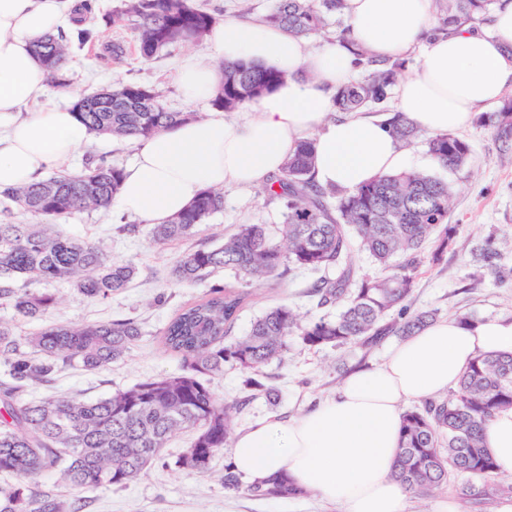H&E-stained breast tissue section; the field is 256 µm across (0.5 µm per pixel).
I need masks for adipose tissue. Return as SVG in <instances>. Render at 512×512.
<instances>
[{
    "label": "adipose tissue",
    "mask_w": 512,
    "mask_h": 512,
    "mask_svg": "<svg viewBox=\"0 0 512 512\" xmlns=\"http://www.w3.org/2000/svg\"><path fill=\"white\" fill-rule=\"evenodd\" d=\"M80 0H0V190L41 181L69 164L92 135L73 102H54L48 72L34 53L49 35L74 29ZM350 45L312 49L260 19L230 17L208 36L212 56L190 55L175 80L191 101L215 95L222 63L244 61L283 72L285 81L233 121L189 120L134 140L135 161L115 198L126 215L151 224L183 212L205 189L265 185L300 141L316 143L314 181L355 189L409 162L387 120L338 112L337 91L353 72L351 45L375 59L424 45L420 64L395 88L396 107L421 132L464 126L481 105L512 85V0H501L490 34L461 28L431 35V0H345ZM485 353H512V317H451L425 325L383 362L351 373L335 397L297 418L263 420L236 436V469L255 481L286 477L340 504L343 512H405L407 493L392 477L401 406L457 385ZM502 473H512V410L484 432Z\"/></svg>",
    "instance_id": "1"
}]
</instances>
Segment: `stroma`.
<instances>
[{
  "instance_id": "35a3bbf8",
  "label": "stroma",
  "mask_w": 512,
  "mask_h": 512,
  "mask_svg": "<svg viewBox=\"0 0 512 512\" xmlns=\"http://www.w3.org/2000/svg\"><path fill=\"white\" fill-rule=\"evenodd\" d=\"M113 40L123 41L127 48L126 56L118 63L110 57L109 43ZM192 51L206 54L210 46L205 41L179 43L145 62L137 53L135 32L127 26L116 28L95 44L73 47L69 60L71 89L89 94L117 82L137 81L161 90L168 108L204 115L213 110L210 101L187 102L174 79L182 58ZM499 109L496 103L479 107L471 122L457 129V137L470 146L462 169L428 164L424 139L406 146L414 161H426V173L448 182L452 191L448 222L455 228L454 237L440 264L421 260L412 296L413 310L436 311L441 320L461 315L475 320L512 317V155L502 154L496 130L485 120L486 115ZM282 222L280 205L256 188L226 189L223 211L200 226L189 240L164 247L153 242L151 224L138 223L136 232L131 234L120 232L121 216L113 207L69 216L62 226L65 233L95 243L108 259L132 262L138 269L137 276L122 292L104 301L84 297L69 284L53 283L46 290L55 295L57 302L44 318H24L11 305L0 303V321L12 324L17 335L29 336L50 324L133 318L138 321L141 334L123 361L96 372L63 371L48 384L28 387L23 400L51 396L94 400L147 379L181 373L182 359L163 344L162 331L176 313L205 298L215 285L229 284L246 295L233 328L237 336L245 335L257 316L280 303L288 304L304 322L335 316L338 305L320 307L309 297L314 277L308 273L250 284L229 268L191 285L177 283L173 278L176 261L197 244L220 245L242 224H264L274 232ZM490 235L504 242L505 247L495 263L486 266L478 261L477 253ZM398 342V337L391 335L369 346L353 343L338 349H316L290 337L283 356L262 368V382L278 391L279 399L274 405L259 391L247 387L246 373L231 365L213 379L212 387L226 402L249 398V405L236 420L235 429L240 432L265 418H288L313 409L332 396L353 369L380 363ZM194 436V430L179 431L164 450V463L149 466L124 488L102 487L78 493L52 470L38 475L32 484L38 491L66 500L75 512H340L338 505L312 494L265 499L243 489H225L224 459L220 456L203 476L176 469L177 456L189 447Z\"/></svg>"
}]
</instances>
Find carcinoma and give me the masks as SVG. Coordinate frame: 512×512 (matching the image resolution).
<instances>
[{
  "instance_id": "1",
  "label": "carcinoma",
  "mask_w": 512,
  "mask_h": 512,
  "mask_svg": "<svg viewBox=\"0 0 512 512\" xmlns=\"http://www.w3.org/2000/svg\"><path fill=\"white\" fill-rule=\"evenodd\" d=\"M499 0H434L443 12L441 30L486 24ZM343 0H275L263 17L289 35L308 38L324 32ZM108 22L136 31L142 60L150 61L176 43H196L219 23V15L193 0H120ZM69 45L46 38L36 55L59 84ZM358 65L370 73L339 89L336 111L357 112L383 103L389 87L405 68L402 60L378 62L357 49ZM283 75L240 61L224 66V77L211 104L232 113L275 89ZM94 134L118 139H148L196 117L173 112L161 92L138 83L81 97L75 104ZM502 151L512 147V100L488 116ZM403 143L421 136L401 115L391 121ZM438 164L460 169L469 145L450 133L427 138ZM315 142L303 141L271 177L267 196L283 207V224L271 236L264 224H242L219 246L200 244L173 268L180 283H194L214 270L231 268L245 282L283 279L297 270L319 274L309 296L320 307L343 303L334 318L302 323L287 305L265 311L243 336H231L245 294L215 285L211 296L180 310L163 330L164 345L181 354L182 373L150 379L131 388L79 401L53 397L25 402L29 384L48 383L67 368L96 371L120 361L141 335L131 319L83 325H54L34 336L16 335L0 322V364L9 383H0V473L19 482L0 488V512H71L70 505L27 484L44 471L57 469L78 492L101 486L124 487L152 462L162 459L169 439L179 430L197 434L176 459L181 470L204 474L213 457L229 445L235 414L247 400L224 403L207 378L224 373V365L258 371L280 358L288 337L309 347L365 345L393 334L408 336L433 319L414 312L409 301L424 245L434 240L431 262L442 261L453 238L448 224L451 189L440 178L419 171L385 175L354 190L323 188L311 175ZM124 168L105 157L91 156L79 175H54L39 183L0 191V200L22 206L34 224L0 220V301L20 315L39 319L55 304V295L31 289L34 284L66 281L87 298L107 299L126 288L137 274L131 262L109 260L96 245L53 227L80 211L106 209L118 194ZM224 210V193L206 190L181 214L152 230L153 241L167 245L187 240ZM383 267L371 276L349 260L351 240ZM393 321L387 323V316ZM512 410V353L481 354L464 371L456 389L425 400L402 413L400 444L393 478L411 496L423 498L463 475L465 497L493 499L512 494L498 464L483 445L485 425ZM242 477L232 458H224V488L237 489ZM259 498L294 495L279 481L247 486Z\"/></svg>"
}]
</instances>
